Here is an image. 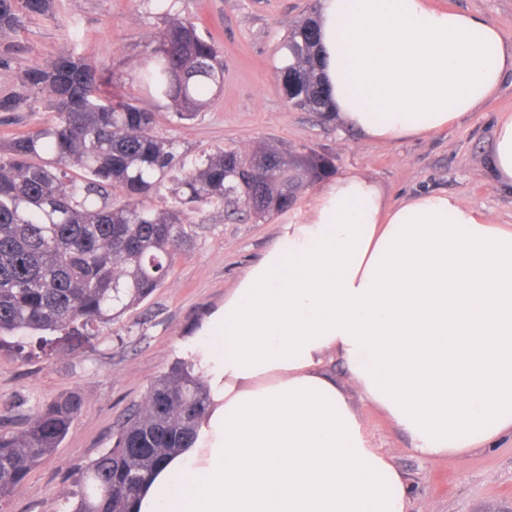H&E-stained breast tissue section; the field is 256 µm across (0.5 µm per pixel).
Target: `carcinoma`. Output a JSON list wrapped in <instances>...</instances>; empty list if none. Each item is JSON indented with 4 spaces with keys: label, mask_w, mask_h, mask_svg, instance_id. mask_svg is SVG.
<instances>
[{
    "label": "carcinoma",
    "mask_w": 512,
    "mask_h": 512,
    "mask_svg": "<svg viewBox=\"0 0 512 512\" xmlns=\"http://www.w3.org/2000/svg\"><path fill=\"white\" fill-rule=\"evenodd\" d=\"M156 7L164 26L142 75L178 120H191L220 82L221 54L169 0ZM51 8L52 0H0V32ZM316 41L313 20L292 29L284 44L291 62L279 78L295 107L328 118ZM19 81L22 91L1 97L0 112L45 91L55 118L0 141V336L35 334L44 353L81 348L164 284L187 237L186 206L264 220L332 168L314 152L265 146L189 163L176 139L155 130V113L112 97L108 78L73 53L24 70ZM163 190L172 205L157 209L153 197ZM208 405L204 380L177 362L151 384L112 447L81 469L71 512H136L152 477L192 446ZM81 407L72 395L45 405L23 430L0 432V497L59 447Z\"/></svg>",
    "instance_id": "obj_1"
}]
</instances>
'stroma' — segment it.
Wrapping results in <instances>:
<instances>
[{"mask_svg":"<svg viewBox=\"0 0 512 512\" xmlns=\"http://www.w3.org/2000/svg\"><path fill=\"white\" fill-rule=\"evenodd\" d=\"M468 11L512 33V0H434ZM319 0H179L177 11L211 33L224 56V81L210 105L190 121L140 80L146 51L163 26L155 0H55L49 14L0 33L10 52L0 68V96L18 89L27 68L71 52L111 75L116 97H135L157 114L160 134L175 138L188 158L272 144L331 158L333 173L353 171L375 181L389 201L421 192H445L475 204L498 223L512 225V195L495 190L485 168L493 124L512 111V77L475 119L428 138L393 145L361 140L352 131L297 109L278 71L289 31L312 18ZM328 184L302 188L291 208L261 221L227 220L223 209L188 214L187 240L161 288L83 348L46 355L34 343L0 346V430L27 425L42 406L77 393L82 410L55 453L29 473L20 491L0 499V512H68L79 470L111 447L125 416L142 404L150 384L200 336L224 296L273 243L280 225L305 212ZM328 370L357 409L374 447L402 472L407 512H512V440L445 457H423L408 437L349 383L333 361Z\"/></svg>","mask_w":512,"mask_h":512,"instance_id":"1","label":"stroma"}]
</instances>
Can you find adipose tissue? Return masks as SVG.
<instances>
[{
	"instance_id": "adipose-tissue-1",
	"label": "adipose tissue",
	"mask_w": 512,
	"mask_h": 512,
	"mask_svg": "<svg viewBox=\"0 0 512 512\" xmlns=\"http://www.w3.org/2000/svg\"><path fill=\"white\" fill-rule=\"evenodd\" d=\"M316 25L330 113L367 142L447 131L512 76V36L432 0H320ZM486 162L512 193L511 113ZM330 356L421 456L512 435V227L445 192L392 203L336 176L186 346L210 406L138 512H406Z\"/></svg>"
}]
</instances>
